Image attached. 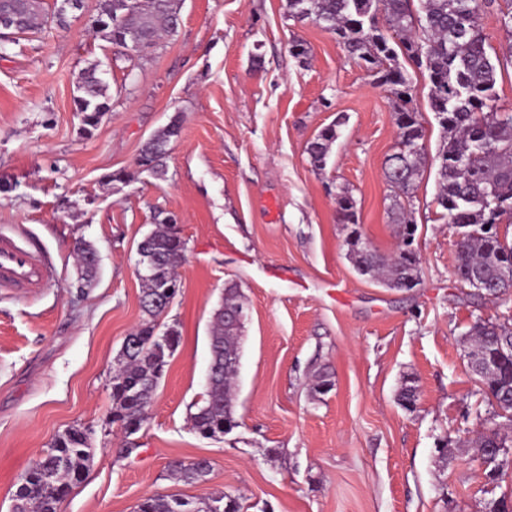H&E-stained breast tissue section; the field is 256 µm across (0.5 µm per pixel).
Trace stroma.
Segmentation results:
<instances>
[{
	"instance_id": "stroma-1",
	"label": "stroma",
	"mask_w": 512,
	"mask_h": 512,
	"mask_svg": "<svg viewBox=\"0 0 512 512\" xmlns=\"http://www.w3.org/2000/svg\"><path fill=\"white\" fill-rule=\"evenodd\" d=\"M97 0L68 29L0 49V226L20 224L56 266L55 286L0 292V512L17 478L73 426L93 431V460L60 512H133L145 496L201 499L223 491L242 512H487L512 493V470L490 483L476 443L490 424L464 352L475 322L499 321L492 300L454 275L456 225L436 219L435 173L416 180L410 208L420 282L384 287L347 257L351 225L336 220L337 186L357 202L364 239L396 251L399 227L384 179L397 128L392 95L328 31L289 20L285 0H183L177 36L128 65L93 37ZM306 40L311 59L289 52ZM102 62L112 114L84 133L73 97ZM428 154L441 132L429 87L404 62ZM180 116L165 179L140 171L144 141ZM338 124L323 170L306 147ZM124 170L121 189L108 183ZM186 241L179 291L160 322L176 325L147 422L125 436L110 421L114 359L144 320L137 244L155 210ZM98 252L79 283L78 240ZM246 306L235 394L239 425L222 438L192 427L205 389L214 312L227 285ZM331 382L313 390L317 373ZM418 391L413 409L398 392ZM447 443L451 459L438 446ZM207 459L205 480L169 465Z\"/></svg>"
}]
</instances>
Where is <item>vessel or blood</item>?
<instances>
[{
    "label": "vessel or blood",
    "instance_id": "1",
    "mask_svg": "<svg viewBox=\"0 0 512 512\" xmlns=\"http://www.w3.org/2000/svg\"><path fill=\"white\" fill-rule=\"evenodd\" d=\"M56 282L55 265L34 238L16 226L0 229V290L21 297Z\"/></svg>",
    "mask_w": 512,
    "mask_h": 512
}]
</instances>
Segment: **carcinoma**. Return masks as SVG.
Instances as JSON below:
<instances>
[{
  "label": "carcinoma",
  "instance_id": "carcinoma-1",
  "mask_svg": "<svg viewBox=\"0 0 512 512\" xmlns=\"http://www.w3.org/2000/svg\"><path fill=\"white\" fill-rule=\"evenodd\" d=\"M418 5H413V2ZM182 0H98L91 31L94 36L143 56L160 42L175 36L180 28ZM288 18L311 22L333 33L350 56L363 62L373 81L390 87L395 123L398 129L396 151L384 166V176L393 188V209L398 224L412 223L407 204L420 172L434 166L438 186L439 219L477 229L483 224L512 221V113L497 104V71L512 64V0H286ZM495 12L508 40L503 57L492 58L479 24L480 15ZM0 14L14 20V34H35L54 25H68V12L43 6V0H0ZM424 68L428 73L429 109L441 130V140L433 160L424 148L425 127L421 113L411 107V95L400 59ZM75 110L82 131L90 133L112 112L109 84L100 64L85 68L76 87ZM179 116L153 133L143 144L138 166L150 168L151 176L167 175L168 146L179 136ZM338 137L337 125L323 128L308 145L310 165L321 170ZM356 200L346 187L336 188V213L340 224L358 223ZM155 230L141 240L138 261L147 269L141 279L142 308L147 318L136 329L140 336H153L148 346L136 352L121 350L112 378V422L126 435L138 433L148 419V410L165 372L169 358L179 344L176 325L166 326L167 339L156 340L161 317L153 299L177 277L185 241L175 236L168 217L154 215ZM347 255L363 276L382 281L397 290L410 289L419 282V258L395 253L385 255L357 239L347 240ZM512 242L491 240L475 234L457 243L455 274L463 286L477 281L508 294L512 290V269L508 256ZM237 288L224 289V300L215 312L210 336V358L216 367L205 386L193 428L200 434L221 436L239 426L234 389L240 359L239 338L244 313ZM507 327L487 322L471 329L474 348L497 367L491 380L493 396L501 408L512 411V352L499 347L497 336ZM93 459L89 436L83 428L72 427L56 436L19 477L16 512H58L60 499L48 486L31 480L33 474L48 471L55 483L89 466ZM176 479L197 482L210 471V465L197 460L171 464ZM134 512H215L205 500H182L172 494L142 499Z\"/></svg>",
  "mask_w": 512,
  "mask_h": 512
}]
</instances>
